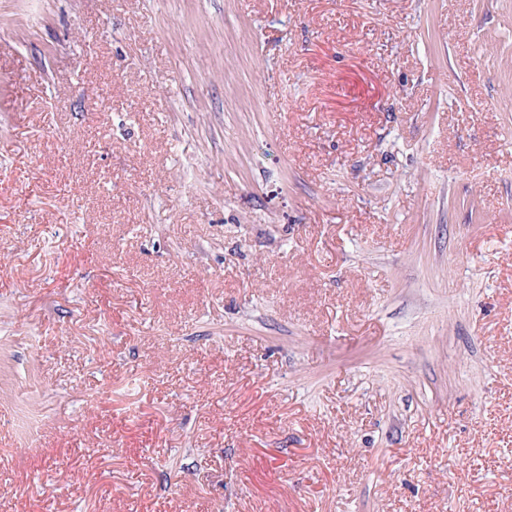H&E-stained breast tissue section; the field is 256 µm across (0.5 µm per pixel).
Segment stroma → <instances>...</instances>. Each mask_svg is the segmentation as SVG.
<instances>
[{
  "mask_svg": "<svg viewBox=\"0 0 512 512\" xmlns=\"http://www.w3.org/2000/svg\"><path fill=\"white\" fill-rule=\"evenodd\" d=\"M0 512H512V0H0ZM15 425L25 446L33 448L42 427V419L37 414L23 411L17 416Z\"/></svg>",
  "mask_w": 512,
  "mask_h": 512,
  "instance_id": "obj_1",
  "label": "stroma"
}]
</instances>
